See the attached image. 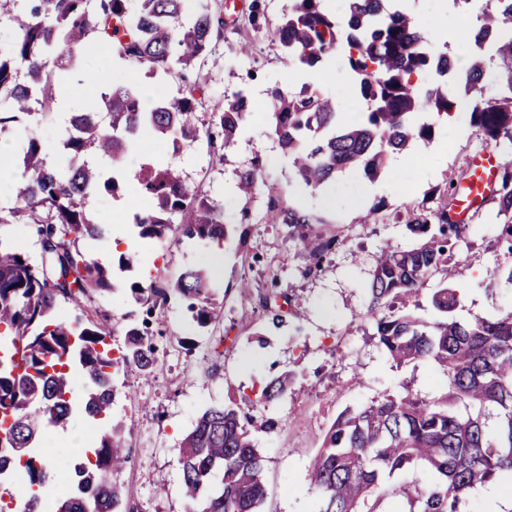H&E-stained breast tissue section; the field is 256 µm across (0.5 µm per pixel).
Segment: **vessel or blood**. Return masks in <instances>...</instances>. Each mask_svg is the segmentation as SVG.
Here are the masks:
<instances>
[{
	"instance_id": "1",
	"label": "vessel or blood",
	"mask_w": 512,
	"mask_h": 512,
	"mask_svg": "<svg viewBox=\"0 0 512 512\" xmlns=\"http://www.w3.org/2000/svg\"><path fill=\"white\" fill-rule=\"evenodd\" d=\"M500 160L488 150L474 157L466 175L457 183V197L449 215L457 223L485 206L495 195Z\"/></svg>"
}]
</instances>
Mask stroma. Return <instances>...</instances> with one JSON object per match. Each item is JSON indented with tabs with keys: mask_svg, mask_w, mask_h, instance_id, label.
Returning <instances> with one entry per match:
<instances>
[{
	"mask_svg": "<svg viewBox=\"0 0 512 512\" xmlns=\"http://www.w3.org/2000/svg\"><path fill=\"white\" fill-rule=\"evenodd\" d=\"M185 4L191 11L206 4L223 7L224 40L202 69L208 79V107L200 111V120H207L209 106L240 91L253 102V118L236 142L223 148L222 164L211 163L206 140L176 152L153 142L146 130L144 150L128 155L126 169L133 175L150 163L179 168L189 187L223 207L225 223L245 226L247 239L241 248L232 243L223 246L224 263L215 277L216 287L226 293L221 324L197 327L176 300L154 317L150 327L157 348L154 375L147 380L126 377L124 393L112 406L115 419L126 426L132 450L131 464L120 479L129 488L134 512H185L178 444L205 408L234 403L279 421L274 431L255 435L266 458L264 512H315L317 502L308 488L306 467L320 446L323 429L340 410L407 390L432 399L447 387L437 367L420 363L398 369L376 348L371 324L364 317L369 303L365 282L380 247L413 245L405 229L407 216L437 208L438 192L445 188L449 174L464 170L488 145L470 120L452 122L429 115L433 139L413 142L405 152L393 154L380 176L366 182L368 202L378 211L373 223H360L359 211L340 201L326 203L325 190H311L294 180L291 162L267 125L266 91L276 83L294 92L306 83L320 88L335 97L336 110L347 122L362 119L366 110L361 99L344 94L341 79L327 83L321 79L323 69L302 70L273 39L272 30L293 0H185ZM405 4L421 21L447 9L448 27L455 30L464 22L477 24L487 0L450 9L442 0H405ZM255 14L263 25L258 33L250 25ZM244 42L250 45L245 57L237 52ZM91 74L97 76L101 92L132 82L172 96L183 85L178 73L160 81L136 63L116 66L110 58L93 53L71 78L81 82ZM68 128V114L57 111L23 118L0 143L17 153L29 136H37L48 159L61 165ZM257 156L263 162L266 187L252 197L240 196L236 173ZM145 205L131 183L116 196L91 194L85 201L87 215L104 225L105 235L87 242L86 250L106 262L119 249L136 253L137 278L162 284L172 283L189 267L206 264L212 242H188L175 230L164 246L143 245L131 222ZM273 205L309 214L311 233L338 236L340 243L320 272H309V259L290 237L287 225L267 223ZM500 222L498 205L492 202L462 227L450 281L460 292V317L512 312V284L489 282L497 265L512 262L497 238ZM241 279L250 284L244 296L235 288ZM274 289L292 296L296 314L281 330L269 331L261 300ZM87 309L111 316L115 346L124 342V326L142 320V311L126 294L120 276L115 277L113 290L97 296ZM288 370L298 373L294 397L267 410L253 406L265 383ZM75 435L90 441L97 432L76 415L64 425L44 429L40 445L54 448L56 459L67 460L72 456L68 441Z\"/></svg>",
	"mask_w": 512,
	"mask_h": 512,
	"instance_id": "35a3bbf8",
	"label": "stroma"
}]
</instances>
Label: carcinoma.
I'll return each instance as SVG.
<instances>
[{
    "label": "carcinoma",
    "mask_w": 512,
    "mask_h": 512,
    "mask_svg": "<svg viewBox=\"0 0 512 512\" xmlns=\"http://www.w3.org/2000/svg\"><path fill=\"white\" fill-rule=\"evenodd\" d=\"M183 2L138 0L133 12L128 0H97L93 10L89 0H27L18 38L8 51H0V99L6 104L0 107V136L10 131L17 114L35 105L43 114L52 112L60 76L76 68L86 52L138 62L153 76L176 69L185 82L149 111L142 108L140 87L118 85L100 95L99 109L73 113L64 173L49 161L40 139L31 137L24 146L16 176L20 206L11 215L37 225L42 260L34 263L19 248L0 246V448L11 453L9 459L0 458V473L8 467L20 475L23 494L9 499L24 508L33 503L28 512H123L128 491L117 475L131 449L123 423L112 415L117 372L154 373L149 318L171 298L181 300L201 328L223 317L224 301L207 267L187 269L165 287L134 280L129 290L145 308L146 319L143 327L124 330L121 356L114 359L107 341L111 320L106 315L92 320L83 307L94 295L112 290L113 268L128 272L134 267L135 257L127 251L118 253L117 265H104L81 243L103 235L101 225L87 217L85 199L102 189L119 192L118 177L126 171L128 152L140 145V130L149 127L155 141L175 152L202 138L227 147L251 115L248 97L239 92L213 107L207 123L199 122L204 87L188 74L214 53L224 21L207 6L187 13ZM324 2L295 0L273 37L289 58L307 68L345 48L357 96L367 104L365 118L343 122L333 98L308 86L297 94L278 85L268 90L271 129L292 158L296 177L312 189L346 170L378 177L389 155L407 150L415 139H432V125L415 123L414 115L448 114L458 101L446 85L420 94L421 74L433 68L445 76L453 61L448 52L430 48L422 25L402 0H349L340 18ZM492 2L478 31L459 37L490 44L499 61L498 77L509 94L485 98L484 67L478 61L467 71L464 89L472 124L497 146L503 139L512 144V0ZM19 64L27 75L22 83L15 75ZM99 158L110 161L112 174L96 163ZM503 165L498 215L508 221L500 225L498 237L512 255V160ZM134 180L151 201L133 217L139 238L162 242L177 216L184 238L220 243L236 236L237 246L244 245L243 227L224 223V209L187 187L178 171L149 164ZM263 186L260 160L238 172L242 194L250 196ZM269 222L298 229L310 217L274 209ZM406 229L416 244L403 250L381 247L367 282L371 338L397 368L420 362L439 368L447 390L432 400L408 391L341 410L324 429L308 466L318 512H380L390 494L403 495L409 512H464L470 490L502 472L512 474V313L456 315L460 299L448 277L460 230L448 223V202L409 217ZM299 239L312 273L339 244L334 235L310 239L301 234ZM436 274L443 285L429 297L435 317L426 319L418 314L420 292ZM61 300L76 311L70 321L55 316ZM291 304L283 293L263 298L269 329L284 325V307ZM78 377L84 383L81 409L97 421L99 439L74 463L72 492L55 500L54 473L35 444L44 428L63 425L74 414ZM293 384L289 371L275 376L259 401L285 400ZM255 424L253 416L232 405L209 407L198 416L179 443L186 512H261L265 458L253 438ZM415 467L421 481L388 486L393 474Z\"/></svg>",
    "instance_id": "obj_1"
}]
</instances>
